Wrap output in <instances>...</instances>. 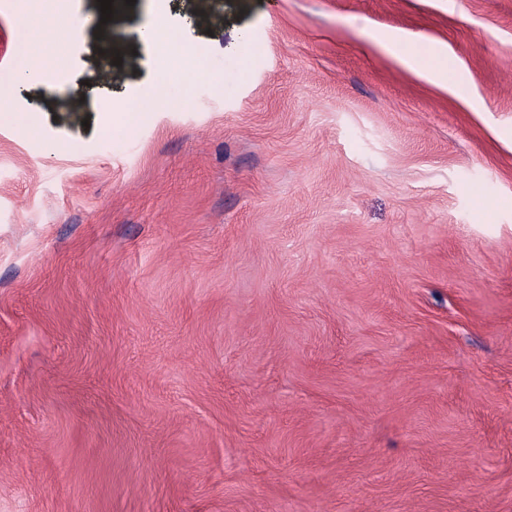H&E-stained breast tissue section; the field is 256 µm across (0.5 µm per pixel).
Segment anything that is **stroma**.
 I'll use <instances>...</instances> for the list:
<instances>
[{"label": "stroma", "instance_id": "stroma-1", "mask_svg": "<svg viewBox=\"0 0 512 512\" xmlns=\"http://www.w3.org/2000/svg\"><path fill=\"white\" fill-rule=\"evenodd\" d=\"M66 6L84 98L0 112V512H512V0ZM153 24L229 83L127 134ZM383 47L404 67L417 75L439 84L448 86L447 51L437 49L432 54L407 52L401 40H387Z\"/></svg>", "mask_w": 512, "mask_h": 512}]
</instances>
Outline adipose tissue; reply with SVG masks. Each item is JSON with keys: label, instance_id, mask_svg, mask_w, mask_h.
Segmentation results:
<instances>
[{"label": "adipose tissue", "instance_id": "1", "mask_svg": "<svg viewBox=\"0 0 512 512\" xmlns=\"http://www.w3.org/2000/svg\"><path fill=\"white\" fill-rule=\"evenodd\" d=\"M81 32L82 23L78 17L57 10L51 0H45L39 10L25 15L19 22L14 82L26 83L29 72L35 68L47 72L62 71L66 47ZM144 37L147 41L164 46L166 59L190 63L192 78L222 82L221 74L196 66L197 52L192 44L184 41L170 43L166 31L154 25L146 29ZM384 47L404 67L417 75L432 82L447 84L448 62L445 50L439 49L431 54L413 53L406 51L398 40L386 41Z\"/></svg>", "mask_w": 512, "mask_h": 512}]
</instances>
